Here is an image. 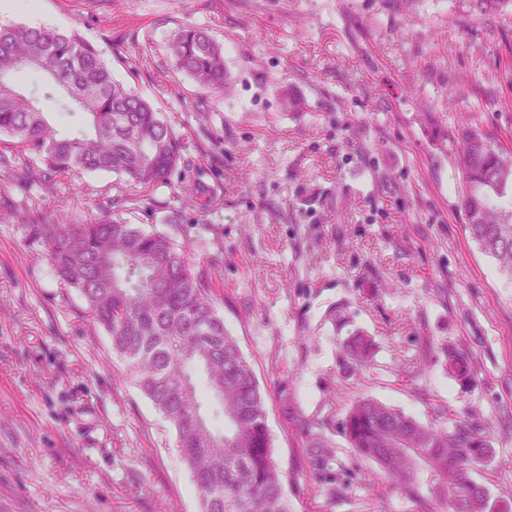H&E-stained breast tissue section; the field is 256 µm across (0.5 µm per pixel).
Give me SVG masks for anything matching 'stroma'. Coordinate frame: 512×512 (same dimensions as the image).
Here are the masks:
<instances>
[{"instance_id": "stroma-1", "label": "stroma", "mask_w": 512, "mask_h": 512, "mask_svg": "<svg viewBox=\"0 0 512 512\" xmlns=\"http://www.w3.org/2000/svg\"><path fill=\"white\" fill-rule=\"evenodd\" d=\"M40 4L44 26L78 31L164 114L189 166L128 207L110 172L24 181L36 159L0 137V512H201L174 429L23 212H124L199 270L219 234L212 297L265 394L291 512H421L423 498L445 512L428 471L414 498L348 448L339 426L360 396L485 433L473 477L512 510V278L469 237L448 140L470 117L512 148V0ZM186 25L223 45L225 93L176 68ZM195 179L222 205L181 209ZM360 334L366 368L347 349ZM451 351L468 379L447 371Z\"/></svg>"}]
</instances>
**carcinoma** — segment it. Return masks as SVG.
I'll list each match as a JSON object with an SVG mask.
<instances>
[{
  "label": "carcinoma",
  "instance_id": "carcinoma-1",
  "mask_svg": "<svg viewBox=\"0 0 512 512\" xmlns=\"http://www.w3.org/2000/svg\"><path fill=\"white\" fill-rule=\"evenodd\" d=\"M176 67L221 92L227 81L224 49L202 27L185 26L169 43ZM42 74V90L24 92L23 72ZM65 93L61 107L78 109L89 131L60 133L39 97ZM16 140L42 164L29 179L77 171L125 178V201L165 184L184 163L180 136L147 100L114 79L97 49L78 33L47 27L0 25V136ZM462 173V205L470 238L512 278V158L496 150L476 124L453 134ZM185 206L216 207L221 199L198 180L181 187ZM47 247L53 271L84 299L93 320L136 375L140 389L176 432L202 512H290L283 474L272 457L266 400L254 371L224 326L211 296L216 264L195 270L186 246L170 235L146 231L130 220L102 216L70 224L60 215L30 225ZM368 364L373 341L349 344ZM448 371L469 375L468 361L448 353ZM214 399L211 424L202 406ZM342 434L360 457L415 494V467L439 480L436 492L451 512H488L470 485L473 466L488 455L481 433L465 423L425 425L370 397L355 400Z\"/></svg>",
  "mask_w": 512,
  "mask_h": 512
}]
</instances>
